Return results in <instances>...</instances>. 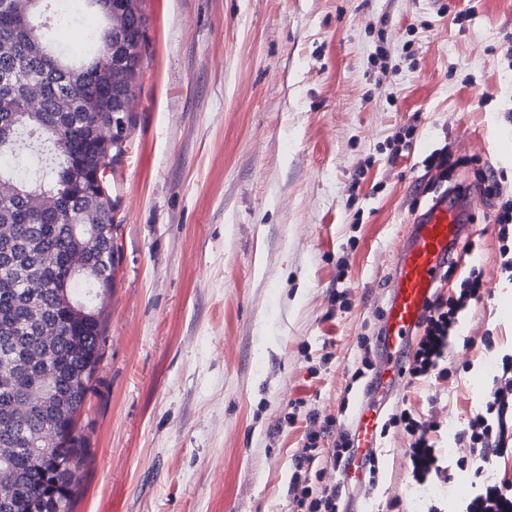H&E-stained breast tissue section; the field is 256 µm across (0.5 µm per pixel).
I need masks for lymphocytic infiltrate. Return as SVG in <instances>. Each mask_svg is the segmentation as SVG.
I'll use <instances>...</instances> for the list:
<instances>
[{"label":"lymphocytic infiltrate","mask_w":512,"mask_h":512,"mask_svg":"<svg viewBox=\"0 0 512 512\" xmlns=\"http://www.w3.org/2000/svg\"><path fill=\"white\" fill-rule=\"evenodd\" d=\"M485 280V268L477 263L461 281L457 295L447 298L432 293L414 339L413 356L407 362V385L433 378H448L450 371L444 367L443 361L457 333L460 315L472 302L480 300ZM397 426L403 427L410 437L408 457L413 481L422 486L445 475L446 469L440 464L435 439L438 424H422L410 409L404 408L381 421V428L385 431ZM319 438V432H309L304 446L294 458L291 485L296 493L292 512H338V502L349 489L344 481L324 487L303 483V475L312 471L321 456H328L330 464L344 472L353 463L352 432L342 431L333 448L327 451L320 448ZM456 438L468 445L476 464L473 475L481 481L479 492L467 503L465 512H512V476L503 470L489 477L484 468L489 458L503 457L512 447L511 353L501 358L484 412L472 417L467 426L457 432Z\"/></svg>","instance_id":"f902f5d3"}]
</instances>
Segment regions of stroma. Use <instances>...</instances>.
<instances>
[{
  "instance_id": "stroma-1",
  "label": "stroma",
  "mask_w": 512,
  "mask_h": 512,
  "mask_svg": "<svg viewBox=\"0 0 512 512\" xmlns=\"http://www.w3.org/2000/svg\"><path fill=\"white\" fill-rule=\"evenodd\" d=\"M147 45L112 169L118 263L106 342L78 418L71 512H291L293 457L328 419L353 429L397 251L431 204L424 159L512 200V0H143ZM415 126L408 150L388 142ZM497 208L472 199L488 296L460 316L448 379L403 387L450 482L414 484L390 429L379 483L343 512H463L454 435L512 352ZM495 340L484 349L481 338ZM452 154L448 146L433 151L425 160V167L428 171L437 169L439 172V180L448 182V170H451L456 162H451Z\"/></svg>"
}]
</instances>
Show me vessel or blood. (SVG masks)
I'll return each instance as SVG.
<instances>
[{
	"instance_id": "obj_1",
	"label": "vessel or blood",
	"mask_w": 512,
	"mask_h": 512,
	"mask_svg": "<svg viewBox=\"0 0 512 512\" xmlns=\"http://www.w3.org/2000/svg\"><path fill=\"white\" fill-rule=\"evenodd\" d=\"M469 196L452 195L432 205L398 251L397 274L384 321L385 353L379 394L398 387L406 346L425 313L450 248L459 246L469 228ZM376 406H359L355 417L358 454L378 447Z\"/></svg>"
}]
</instances>
